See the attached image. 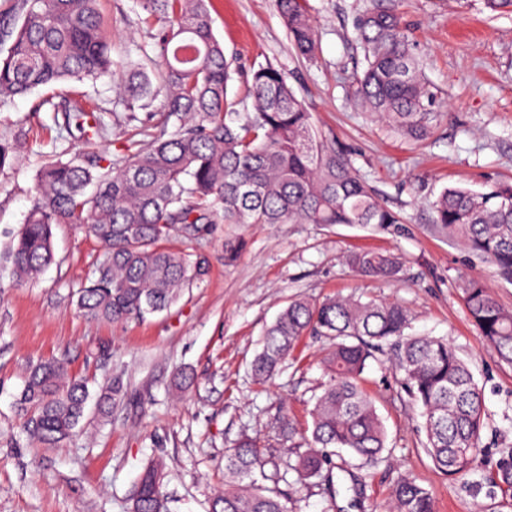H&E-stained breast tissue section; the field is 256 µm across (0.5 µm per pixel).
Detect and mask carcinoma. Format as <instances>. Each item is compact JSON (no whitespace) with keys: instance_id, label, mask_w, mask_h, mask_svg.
<instances>
[{"instance_id":"obj_1","label":"carcinoma","mask_w":512,"mask_h":512,"mask_svg":"<svg viewBox=\"0 0 512 512\" xmlns=\"http://www.w3.org/2000/svg\"><path fill=\"white\" fill-rule=\"evenodd\" d=\"M298 54L318 52L305 0H274ZM0 30V111L41 88L52 92L35 111L61 112L64 128L76 119L80 138L94 143L109 125L107 108L90 103L85 85L105 74L127 76L122 96L126 121L138 113L156 122L159 134L131 140L102 173L93 159H52L40 169L25 224L6 259L22 283L54 260L53 226L86 224L106 248L98 276L78 293L77 308L94 320L123 322L169 309L205 262L165 245L180 226L197 239L213 224H336L392 226L400 214L379 199L358 173L347 150L322 135L313 114L288 78L273 65L251 73L244 97L252 110L237 109L230 95L232 60L214 34L210 0H138L141 43L137 58L114 49L105 0H8ZM356 39L364 68L355 75L354 105L400 136L423 141L431 133L433 100L414 45L391 8L374 7L359 17ZM175 123L168 132L169 123ZM433 223L448 238L489 260L512 280V181L486 189L447 188L432 203ZM350 263L367 277L389 279L402 269L390 252L364 250ZM468 317L501 361L512 365V308L497 302L479 279L463 288ZM407 309L394 301L354 297L294 298L266 327L251 363L262 382L280 371L300 338L330 336L328 381L315 397L308 448L288 470L295 483L325 478L333 485V458L344 452L366 466L386 462L387 434L375 400L364 387L367 361L388 348L392 367L424 418V447L434 466L464 477L482 455L487 427L482 389L468 364L445 338L409 332ZM90 393L85 380L61 360L30 367L18 406L23 432L51 448L80 429ZM245 437L224 452V489L210 512H291L278 469ZM163 463L139 476L130 512H169ZM271 485H259L255 472ZM493 484L512 492V444L498 450ZM388 512H435L431 492L401 475Z\"/></svg>"}]
</instances>
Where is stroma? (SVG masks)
I'll use <instances>...</instances> for the list:
<instances>
[{
	"instance_id": "obj_1",
	"label": "stroma",
	"mask_w": 512,
	"mask_h": 512,
	"mask_svg": "<svg viewBox=\"0 0 512 512\" xmlns=\"http://www.w3.org/2000/svg\"><path fill=\"white\" fill-rule=\"evenodd\" d=\"M377 4L400 14L434 94V131L420 143L349 101L363 60L356 22ZM307 7L319 42L313 63L296 56L274 0H212L213 30L242 71L270 63L288 75L319 128L349 150L402 224H215L192 242L173 231L169 246L205 260L207 274L169 310L118 323L76 309L105 247L87 225H54L55 262L43 273L17 287L0 265V512H127L153 459L163 462L171 512H208L224 485V451L246 436L287 466L277 426L286 419L300 432L310 424L330 341L303 337L266 383L252 377L250 364L265 327L297 296L391 299L408 309L413 332L448 339L484 390L490 449L466 478L436 469L422 446L420 411L384 352L364 377L387 429L388 462H350L336 470L331 492L315 478L303 489L290 485L299 512H384L405 472L432 492L436 512H512V494L489 483L498 443H512V365L486 346L461 300L465 281L477 278L512 307V281L449 240L431 209L447 187L479 190L512 179V13H490L483 0H307ZM138 13L137 0H112L116 50L136 54ZM37 101L19 98L0 112V138L19 144L15 162L0 172V253L25 220L45 156L89 154L108 169L127 139L157 132L151 123L114 120L105 140L87 144L60 129V114L36 111ZM360 250L398 255L401 272L390 280L360 276L348 262ZM60 358L90 392L115 381L121 391L108 416L88 408L82 431L56 447H34L16 406L22 377L30 364ZM182 374L193 376L191 387L179 386Z\"/></svg>"
}]
</instances>
